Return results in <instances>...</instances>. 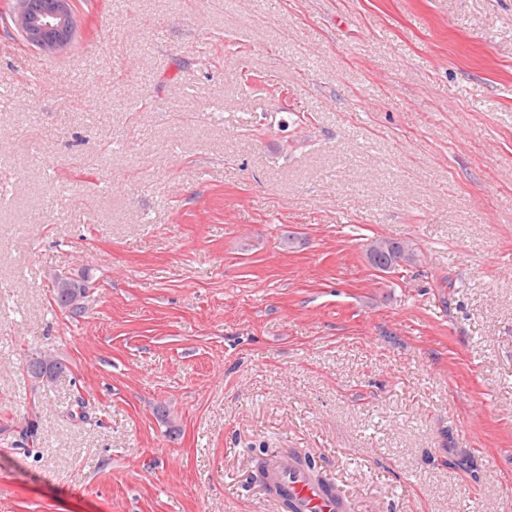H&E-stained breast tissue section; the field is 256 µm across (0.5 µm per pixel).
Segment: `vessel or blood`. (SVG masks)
<instances>
[{
  "instance_id": "vessel-or-blood-1",
  "label": "vessel or blood",
  "mask_w": 512,
  "mask_h": 512,
  "mask_svg": "<svg viewBox=\"0 0 512 512\" xmlns=\"http://www.w3.org/2000/svg\"><path fill=\"white\" fill-rule=\"evenodd\" d=\"M271 473L282 499L292 502L298 512H346L347 505L343 498L336 491L322 488L292 458L275 460Z\"/></svg>"
}]
</instances>
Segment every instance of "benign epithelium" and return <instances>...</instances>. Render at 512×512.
Listing matches in <instances>:
<instances>
[{
  "label": "benign epithelium",
  "instance_id": "obj_1",
  "mask_svg": "<svg viewBox=\"0 0 512 512\" xmlns=\"http://www.w3.org/2000/svg\"><path fill=\"white\" fill-rule=\"evenodd\" d=\"M13 17L25 40L45 54H64L72 45L73 0H17Z\"/></svg>",
  "mask_w": 512,
  "mask_h": 512
}]
</instances>
